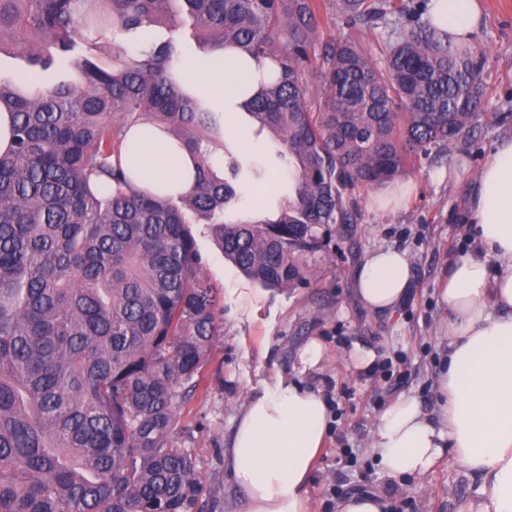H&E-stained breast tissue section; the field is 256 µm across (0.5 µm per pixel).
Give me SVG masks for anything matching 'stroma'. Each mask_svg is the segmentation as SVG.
Returning a JSON list of instances; mask_svg holds the SVG:
<instances>
[{"label":"stroma","mask_w":512,"mask_h":512,"mask_svg":"<svg viewBox=\"0 0 512 512\" xmlns=\"http://www.w3.org/2000/svg\"><path fill=\"white\" fill-rule=\"evenodd\" d=\"M481 3L474 45L487 53L485 109L504 114V121L479 118L446 156L416 164L411 193L388 209L377 207L379 188L362 192L361 222L330 225L319 248L302 257L299 284L254 283L225 260L208 225H192L200 275L219 293L220 329L200 369V387L181 407L171 434L172 445L190 453L199 477L191 512H244L224 451L245 400L281 383L321 390L334 405L307 486L310 512H336L337 501L358 487L383 496L389 512H458L476 496L480 477L449 457L425 477H389L370 441L377 416L397 398H415L427 414L437 412L434 382L447 347L440 330L448 317L440 301L443 273L450 261L477 248L474 227L464 219L467 189L497 142L512 136V0ZM348 34L381 58L375 32L347 29L333 0H323L320 37ZM378 247L405 251L412 262L409 294L390 316L370 313L353 290L356 269ZM313 339L325 357L307 368L300 352ZM360 353L373 354L369 366L358 367Z\"/></svg>","instance_id":"35a3bbf8"}]
</instances>
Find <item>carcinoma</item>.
<instances>
[{"label": "carcinoma", "mask_w": 512, "mask_h": 512, "mask_svg": "<svg viewBox=\"0 0 512 512\" xmlns=\"http://www.w3.org/2000/svg\"><path fill=\"white\" fill-rule=\"evenodd\" d=\"M412 2L336 0L348 28L405 18L379 62L351 36L320 40L319 0H0V52L32 71L0 80V512H190L198 474L170 435L220 322L189 225H212L256 283L292 288L322 228L362 219L357 193L448 153L484 115L486 52ZM185 24L202 54L275 66L240 130L268 133L274 155L244 157L172 78L182 43L152 31ZM115 29L142 31L136 53L99 57ZM139 122L194 154L191 194L133 187L122 153ZM279 168L275 219H226Z\"/></svg>", "instance_id": "carcinoma-1"}]
</instances>
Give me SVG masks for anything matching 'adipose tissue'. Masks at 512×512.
<instances>
[{
    "mask_svg": "<svg viewBox=\"0 0 512 512\" xmlns=\"http://www.w3.org/2000/svg\"><path fill=\"white\" fill-rule=\"evenodd\" d=\"M478 0H433L432 24L471 40ZM182 90L240 124L241 103L259 91L255 62L232 48L183 50L174 66ZM127 158L134 186L172 197L196 183L193 155L164 131L132 126ZM469 221L480 248L450 262L440 300L448 312L447 358L437 378V416L401 397L379 415L372 435L388 476L421 478L445 453L482 479L480 496L460 512H512V137L498 143L469 193ZM407 254L370 252L354 292L376 314L393 313L411 287ZM330 406L320 391L295 383L248 399L224 462L245 512H308L306 487L327 433Z\"/></svg>",
    "mask_w": 512,
    "mask_h": 512,
    "instance_id": "ef3b65f1",
    "label": "adipose tissue"
}]
</instances>
